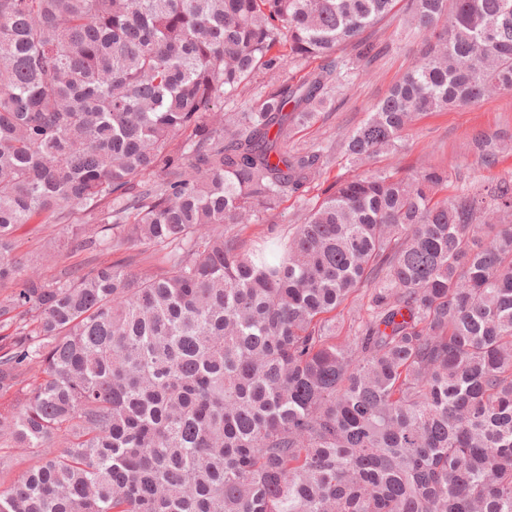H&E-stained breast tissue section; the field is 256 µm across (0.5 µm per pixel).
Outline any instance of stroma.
<instances>
[{
	"label": "stroma",
	"instance_id": "35a3bbf8",
	"mask_svg": "<svg viewBox=\"0 0 512 512\" xmlns=\"http://www.w3.org/2000/svg\"><path fill=\"white\" fill-rule=\"evenodd\" d=\"M382 54L377 62L360 70L352 83L334 93L327 108L295 128L289 142L293 148L327 147L330 162L322 177L303 192L284 196L279 207L257 224H242L233 232L242 246L268 233H283L288 222L305 207L321 200L322 191L353 172H390L399 176L415 173L425 164L446 167L448 187L445 196L474 191L482 185L512 178V154H503L494 166H486L471 150L473 135L489 136L512 132V94L484 100L476 105L421 115L401 135L396 151L382 153L360 168H353L341 149L346 134L366 119L368 113L410 70L418 59L419 34L407 28L402 14H394L378 25Z\"/></svg>",
	"mask_w": 512,
	"mask_h": 512
}]
</instances>
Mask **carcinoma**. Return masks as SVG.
<instances>
[{"instance_id": "carcinoma-1", "label": "carcinoma", "mask_w": 512, "mask_h": 512, "mask_svg": "<svg viewBox=\"0 0 512 512\" xmlns=\"http://www.w3.org/2000/svg\"><path fill=\"white\" fill-rule=\"evenodd\" d=\"M397 2L0 0V447L39 457L0 512H512V181L353 174L286 236L227 230L320 177L328 150L288 141ZM403 14L420 56L345 138L354 166L512 92V0ZM474 144L490 167L512 136ZM35 217L89 271L15 256ZM366 294L364 289L359 294H353L343 307L336 311V336L339 340L351 334L353 330V315L367 302Z\"/></svg>"}]
</instances>
